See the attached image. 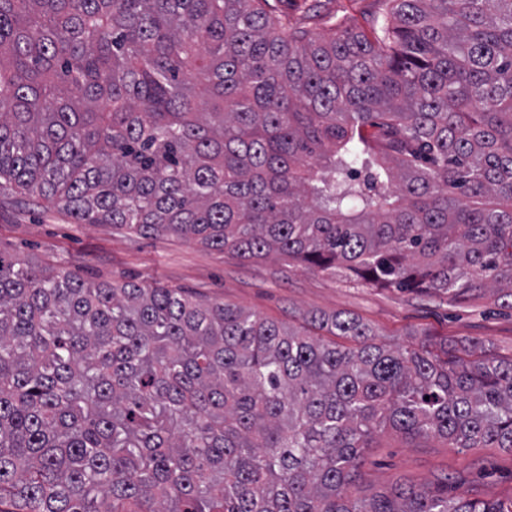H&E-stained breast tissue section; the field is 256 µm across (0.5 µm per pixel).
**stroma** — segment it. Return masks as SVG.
Wrapping results in <instances>:
<instances>
[{
	"label": "stroma",
	"mask_w": 512,
	"mask_h": 512,
	"mask_svg": "<svg viewBox=\"0 0 512 512\" xmlns=\"http://www.w3.org/2000/svg\"><path fill=\"white\" fill-rule=\"evenodd\" d=\"M294 22L317 10L321 31L369 30L384 0H270ZM0 254L67 270L95 284L135 282L184 291L192 300L227 303L283 326L302 328L311 314L346 312L370 324L378 341L408 346L430 337L512 358V308L495 296L451 302L446 296L357 282L343 273L285 257L246 261L177 236L148 238L109 224H78L26 195L0 193ZM397 487L437 490L477 501H512V450L455 448L443 438L412 439L387 430L364 453L357 495Z\"/></svg>",
	"instance_id": "35a3bbf8"
}]
</instances>
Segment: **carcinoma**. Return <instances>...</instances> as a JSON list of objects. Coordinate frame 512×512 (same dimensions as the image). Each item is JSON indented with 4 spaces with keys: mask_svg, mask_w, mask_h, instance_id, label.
Here are the masks:
<instances>
[{
    "mask_svg": "<svg viewBox=\"0 0 512 512\" xmlns=\"http://www.w3.org/2000/svg\"><path fill=\"white\" fill-rule=\"evenodd\" d=\"M0 0V189L77 224L512 299V0ZM327 343L0 256V512H512L347 494L387 428L512 449V359ZM277 14L288 15L292 22H306L308 9L318 11L319 28L324 33L342 27L370 32L371 21L385 9L383 0H270Z\"/></svg>",
    "mask_w": 512,
    "mask_h": 512,
    "instance_id": "carcinoma-1",
    "label": "carcinoma"
}]
</instances>
